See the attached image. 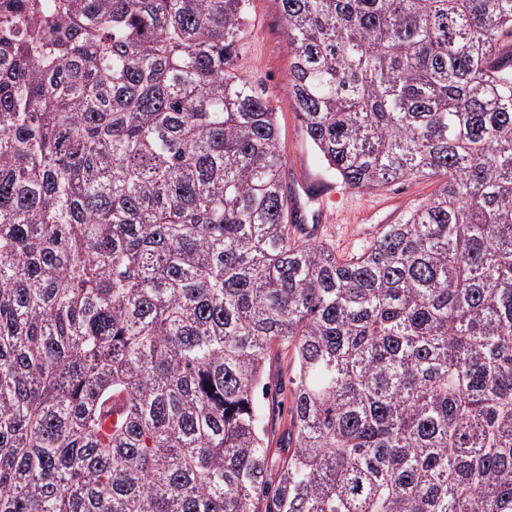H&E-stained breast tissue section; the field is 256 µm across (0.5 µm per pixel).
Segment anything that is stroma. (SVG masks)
Here are the masks:
<instances>
[{"mask_svg":"<svg viewBox=\"0 0 512 512\" xmlns=\"http://www.w3.org/2000/svg\"><path fill=\"white\" fill-rule=\"evenodd\" d=\"M250 30L242 42L237 66L270 96L278 112L280 147L287 160L285 180L302 208L303 230L312 231L342 260L360 255L377 238L384 225L394 223L406 210L421 204L434 192L431 179L395 182L381 189L359 192L340 183L321 164L302 135L288 98L291 61L277 0H250ZM336 189L341 198L335 209H323L322 197ZM292 353L273 348L266 363V379L275 395L267 401L269 446L274 458L288 456L292 385Z\"/></svg>","mask_w":512,"mask_h":512,"instance_id":"35a3bbf8","label":"stroma"}]
</instances>
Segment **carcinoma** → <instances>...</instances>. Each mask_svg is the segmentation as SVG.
Instances as JSON below:
<instances>
[{
  "instance_id": "cac0c4a2",
  "label": "carcinoma",
  "mask_w": 512,
  "mask_h": 512,
  "mask_svg": "<svg viewBox=\"0 0 512 512\" xmlns=\"http://www.w3.org/2000/svg\"><path fill=\"white\" fill-rule=\"evenodd\" d=\"M278 2L326 167L438 183L355 259L291 237L249 0H0V512H512V0ZM292 350L274 347L266 363V379L276 394L265 400L269 414V448L276 459L292 452L288 447V429L291 424L292 385L288 382L292 369Z\"/></svg>"
}]
</instances>
